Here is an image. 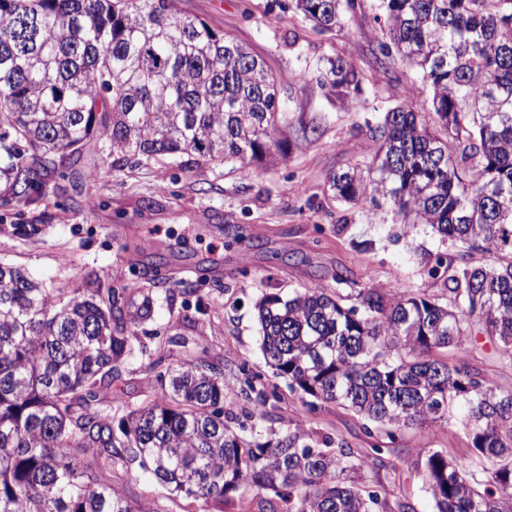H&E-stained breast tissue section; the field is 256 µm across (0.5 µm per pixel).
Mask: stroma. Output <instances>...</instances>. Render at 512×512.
Instances as JSON below:
<instances>
[{
  "label": "stroma",
  "instance_id": "obj_1",
  "mask_svg": "<svg viewBox=\"0 0 512 512\" xmlns=\"http://www.w3.org/2000/svg\"><path fill=\"white\" fill-rule=\"evenodd\" d=\"M178 12L204 20L261 57L275 74L288 118L287 143L249 173L186 155L116 160L98 140L64 176L47 180L35 205H0V262L24 267L45 288L144 287L152 265L173 279L155 296L152 320L114 388L138 403L151 387L150 352L159 339L183 336L194 357L223 368L234 383L240 365L266 371L254 303L261 292L326 288L348 292L335 271L351 270L376 288L439 293L426 264L441 250L428 226L401 223L390 205L355 209L328 197L330 175L368 160V127L399 104L429 100L431 89L402 62L376 63L386 34L378 0H354L343 29L317 32L291 0H176ZM343 57L362 76L361 104L341 106L322 83L326 59ZM97 207H90L89 198ZM19 224H37L26 238ZM235 224L237 236L222 227ZM309 428L367 452L361 422L328 405L306 417ZM423 448L468 452L454 421L408 430L392 444L379 479L399 485L414 512H433L420 490Z\"/></svg>",
  "mask_w": 512,
  "mask_h": 512
}]
</instances>
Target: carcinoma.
<instances>
[{"label": "carcinoma", "mask_w": 512, "mask_h": 512, "mask_svg": "<svg viewBox=\"0 0 512 512\" xmlns=\"http://www.w3.org/2000/svg\"><path fill=\"white\" fill-rule=\"evenodd\" d=\"M321 32L343 28L354 0H293ZM394 57L422 73L432 96L369 127L370 161L329 176L332 198L383 199L406 224H426L455 249L433 256L443 295L382 290L336 273L323 288L255 303L267 366L300 395L365 421L375 457L305 427L268 434L224 407V370L157 348L154 393L114 395L151 316V281L135 291L98 284L56 293L0 264V512H171L128 497L133 465L172 498L252 512H409L404 496L369 477L407 429L451 419L468 454L424 448L421 490L434 512H512V391L472 366L482 336L512 366V0H381ZM336 100L360 105V73L328 60ZM276 80L245 46L174 0H0V185L32 205L47 177L96 138L112 154L196 156L243 172L279 146ZM479 254L489 258L473 263ZM239 394L274 420L277 389L241 368Z\"/></svg>", "instance_id": "1"}]
</instances>
